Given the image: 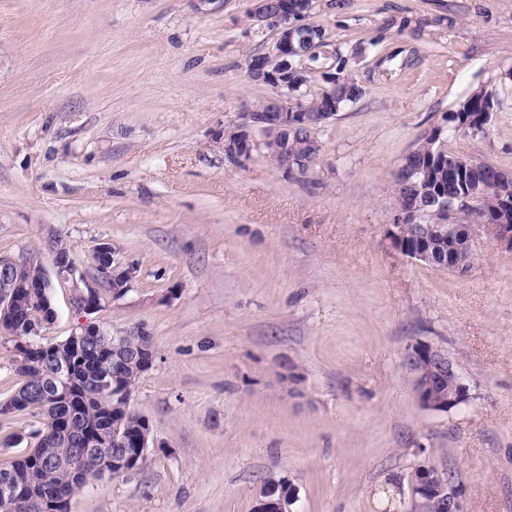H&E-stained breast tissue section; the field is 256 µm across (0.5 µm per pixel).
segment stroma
I'll use <instances>...</instances> for the list:
<instances>
[{
	"mask_svg": "<svg viewBox=\"0 0 512 512\" xmlns=\"http://www.w3.org/2000/svg\"><path fill=\"white\" fill-rule=\"evenodd\" d=\"M253 7L0 0V255L48 262L59 237L90 274L109 244L137 266L129 291L85 314L55 282L44 336L141 325L156 352L130 401L155 448L70 512H253L270 480L296 487L290 512H402L422 464L467 512H512V251L451 274L387 233L403 159L480 91L499 99L488 135L448 146L512 171V0H313L308 90L341 70L363 95L303 175L224 154L271 93L246 72L277 38ZM420 345L466 377V408L420 407Z\"/></svg>",
	"mask_w": 512,
	"mask_h": 512,
	"instance_id": "1",
	"label": "stroma"
}]
</instances>
